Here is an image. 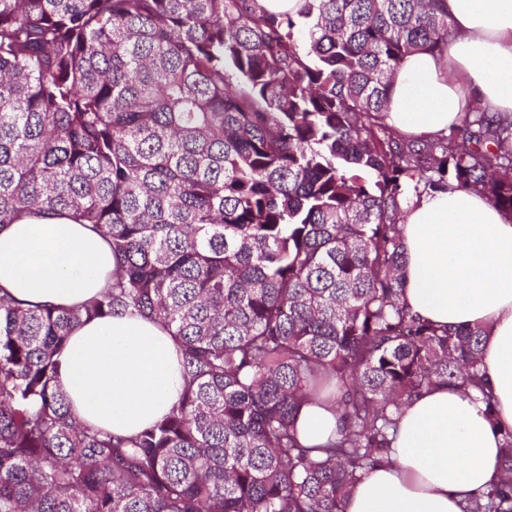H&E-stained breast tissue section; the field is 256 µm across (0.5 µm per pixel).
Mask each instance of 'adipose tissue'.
I'll return each mask as SVG.
<instances>
[{"instance_id": "ef3b65f1", "label": "adipose tissue", "mask_w": 512, "mask_h": 512, "mask_svg": "<svg viewBox=\"0 0 512 512\" xmlns=\"http://www.w3.org/2000/svg\"><path fill=\"white\" fill-rule=\"evenodd\" d=\"M447 4L456 32L447 49L407 55L394 78L385 121L406 136L448 134L473 100L512 115V0ZM404 210L402 299L437 325L482 330L481 368L495 408L447 385L407 404L388 463L362 476L345 512H462L500 479L502 435L512 429V218L453 189ZM117 267L105 239L66 216H31L0 230V296L71 307L97 296ZM58 362L79 418L120 436L167 414L184 386L169 331L127 312L75 329ZM340 425L333 404H311L298 437L322 446Z\"/></svg>"}]
</instances>
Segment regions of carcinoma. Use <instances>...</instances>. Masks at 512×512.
Here are the masks:
<instances>
[{
    "label": "carcinoma",
    "instance_id": "obj_1",
    "mask_svg": "<svg viewBox=\"0 0 512 512\" xmlns=\"http://www.w3.org/2000/svg\"><path fill=\"white\" fill-rule=\"evenodd\" d=\"M306 28L299 41L300 27ZM446 0H0V229L90 224L119 272L77 307L0 297V512H344L402 407L478 390L479 328L401 302L412 197L476 191L512 215V118L452 132L384 121L412 53H441ZM129 311L183 357L171 412L133 437L83 422L57 357ZM333 388L343 426L304 447ZM509 476L463 512H512ZM340 426V416L333 403L310 404L298 418V437L306 447L322 446L336 436Z\"/></svg>",
    "mask_w": 512,
    "mask_h": 512
}]
</instances>
